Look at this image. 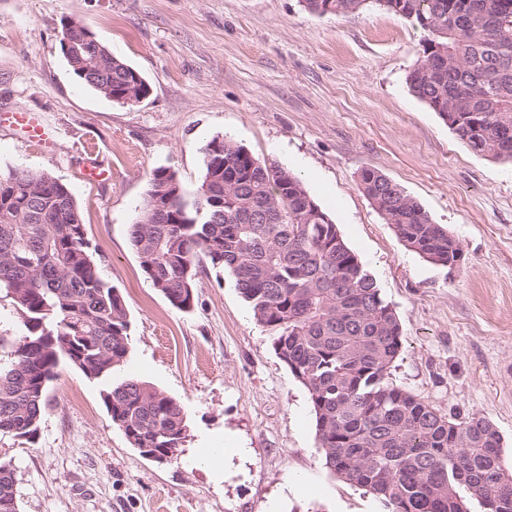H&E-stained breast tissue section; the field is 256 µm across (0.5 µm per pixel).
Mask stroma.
<instances>
[{
  "instance_id": "1",
  "label": "stroma",
  "mask_w": 512,
  "mask_h": 512,
  "mask_svg": "<svg viewBox=\"0 0 512 512\" xmlns=\"http://www.w3.org/2000/svg\"><path fill=\"white\" fill-rule=\"evenodd\" d=\"M87 25L151 86L118 104L73 74L62 27ZM425 34L370 7L316 15L302 0H0V113L31 112L51 148L0 126V171L64 183L100 275L128 306L130 354L107 379L64 364L35 440L0 434L20 512H380L325 466L310 395L227 272L197 275L191 311L141 272L129 230L153 171L186 190L224 136L298 176L394 308V382L446 416L477 415L512 463V163L469 150L406 84ZM100 165L108 180H87ZM377 169L459 240L449 269L407 250L359 177ZM175 398L189 424L158 463L112 423L104 390L129 377ZM232 435L223 478L198 456Z\"/></svg>"
}]
</instances>
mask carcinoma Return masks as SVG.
I'll list each match as a JSON object with an SVG mask.
<instances>
[{"instance_id":"obj_1","label":"carcinoma","mask_w":512,"mask_h":512,"mask_svg":"<svg viewBox=\"0 0 512 512\" xmlns=\"http://www.w3.org/2000/svg\"><path fill=\"white\" fill-rule=\"evenodd\" d=\"M306 10L345 16L376 6L425 33L423 67L409 90L476 153L512 161V0H303ZM70 21L60 48L73 73L109 98L134 68ZM96 58L94 69L81 63ZM360 185L411 251L454 261L460 242L415 199L375 169ZM168 200L162 214L156 201ZM139 266L175 308L194 305L206 265L230 273L273 348L307 388L325 466L364 488L383 512H512V465L496 427L449 418L393 382L402 331L392 306L337 224L290 171L267 165L224 137L204 148V173L185 191L169 168L153 171L130 227ZM22 329L0 336V434L34 438L50 383L63 362L88 378L112 375L130 353L121 292L98 271L68 187L47 172L0 173V293ZM112 423L135 448L175 452L187 419L172 397L135 378L103 395ZM0 512H20L15 468L0 461Z\"/></svg>"}]
</instances>
